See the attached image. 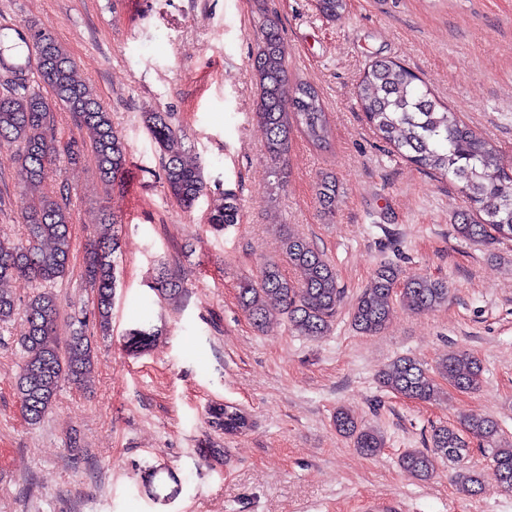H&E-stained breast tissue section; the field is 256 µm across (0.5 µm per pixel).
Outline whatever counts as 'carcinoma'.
I'll use <instances>...</instances> for the list:
<instances>
[{"label":"carcinoma","instance_id":"obj_1","mask_svg":"<svg viewBox=\"0 0 512 512\" xmlns=\"http://www.w3.org/2000/svg\"><path fill=\"white\" fill-rule=\"evenodd\" d=\"M348 0H315L319 15L328 22L343 18ZM37 55L39 85L33 88L19 78L10 92L0 95V145L19 143L22 151L12 161L24 174L28 188L40 186L54 164L55 113L72 114L85 130L100 178L115 182L129 162L125 142L112 127L111 113L93 90L77 75L74 59L48 33L30 34ZM252 68L258 97L256 118L264 131V154L273 174L283 179L281 165L288 152L293 129H298L314 145L329 138L324 101L312 84H290L288 48L279 24L265 20L257 30ZM358 99L368 122L398 154L418 168L452 176L468 200L475 216L465 213L454 225L456 233L471 241L512 239V172L499 162L497 146L479 136L455 113L448 111L419 77L405 65L387 59L372 61L358 85ZM144 126L157 147L169 195L186 208L204 194L206 185L201 165L183 151L173 148L176 130L162 112H145ZM323 212L336 214V179L323 177L317 186ZM236 195L224 193V202L211 210L209 223L227 228L239 222ZM23 218L25 234L18 242L0 241V281L16 277L51 282L70 273L72 254V215L64 200L33 195L26 201ZM116 222L105 219L86 255L84 274L95 294L96 324L109 332L117 277L112 255L118 249ZM282 254L290 277L277 262L261 270L258 279L245 278L238 286V302L255 328H262L274 317H281L299 336L322 338L330 332L342 301L333 265L307 239L291 233L281 237ZM154 290L174 299L182 288L161 273ZM412 313L431 311L448 302V285L443 281L414 274L384 264L374 272L371 286L358 296L351 324L363 335L380 333L395 303ZM17 299L0 291V325L17 314ZM57 303L49 292L37 293L24 304L26 332L19 343L27 353L14 389L22 414L31 425L41 422L53 406L64 382L86 384L94 370L95 352L86 324L73 328L65 345L55 335ZM484 367L479 358L466 351H452L439 364L438 376L459 391L477 390ZM381 387L405 398L423 402L441 399L435 376L410 357H399L379 376ZM215 423L224 434L248 431L251 422L241 409L230 405L210 407ZM336 430L350 439L359 452L374 456L385 446L384 436L338 409L333 415ZM492 444L483 449L491 460L492 476L512 493V442L501 440L497 419L470 415L456 424L436 427L424 449H408L399 457L400 465L419 480L428 481L437 473L438 462H457L470 453L471 440ZM484 474L469 470L458 475L462 491L475 494Z\"/></svg>","mask_w":512,"mask_h":512}]
</instances>
